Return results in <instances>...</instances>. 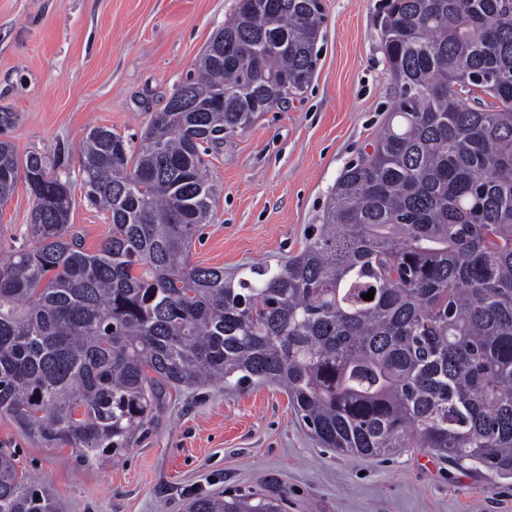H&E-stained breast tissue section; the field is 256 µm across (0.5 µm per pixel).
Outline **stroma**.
Returning <instances> with one entry per match:
<instances>
[{"label":"stroma","instance_id":"35a3bbf8","mask_svg":"<svg viewBox=\"0 0 512 512\" xmlns=\"http://www.w3.org/2000/svg\"><path fill=\"white\" fill-rule=\"evenodd\" d=\"M237 0H0V107L17 115L19 153L60 161L88 251L108 212L79 177L88 129L140 137L192 73ZM318 62L297 97L262 113L208 156L217 188L190 261L238 275L296 254L320 223L341 171L357 161L395 104L382 49L383 0H321ZM31 200L0 207V261L28 237ZM47 486L57 512H186L200 494H281L287 512H512V474L428 448L388 458L322 447L272 383L172 389L132 448L108 463L47 448L0 411V448Z\"/></svg>","mask_w":512,"mask_h":512}]
</instances>
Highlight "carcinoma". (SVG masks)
<instances>
[{"instance_id": "1", "label": "carcinoma", "mask_w": 512, "mask_h": 512, "mask_svg": "<svg viewBox=\"0 0 512 512\" xmlns=\"http://www.w3.org/2000/svg\"><path fill=\"white\" fill-rule=\"evenodd\" d=\"M323 21L321 0H237L222 59L202 55L138 145L87 132L85 198L111 218L93 252L70 180L1 139L16 114L0 111V206L20 183L32 201V245L0 263V410L24 432L103 460L167 389L258 378L340 454L434 448L512 473V0H387L398 101L322 223L275 269L190 263L215 197L203 155L305 88ZM0 512H57L4 448ZM187 512L282 505L203 495Z\"/></svg>"}]
</instances>
